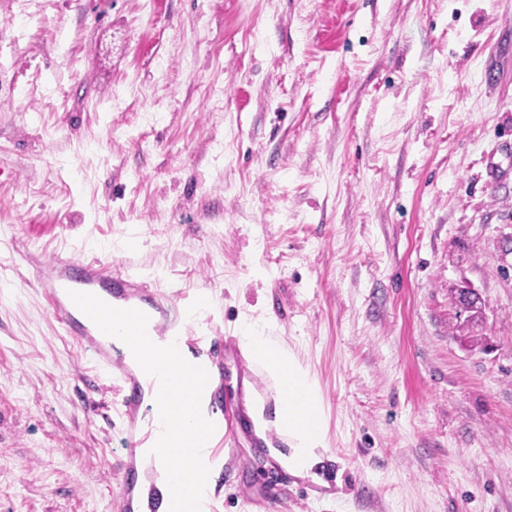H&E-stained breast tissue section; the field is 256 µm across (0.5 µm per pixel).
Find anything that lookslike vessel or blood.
<instances>
[{
	"label": "vessel or blood",
	"instance_id": "b4317fda",
	"mask_svg": "<svg viewBox=\"0 0 512 512\" xmlns=\"http://www.w3.org/2000/svg\"><path fill=\"white\" fill-rule=\"evenodd\" d=\"M36 279L66 331L99 366L118 369L120 416L127 425L130 446L117 463L121 493L114 509L132 512L130 486L139 448L151 446L169 454L170 416L192 412L199 391L218 390L224 380L223 353L234 347L235 339L201 329V299L177 303L142 276L109 268L84 255L39 262ZM87 294L100 297L97 312H83L82 300ZM115 318L123 321L131 336L151 325L172 350L192 358L194 368L177 382L171 380L163 363L152 359L141 372H133L125 364V352L101 336L100 323ZM210 413V419L193 433L198 452L189 467L196 479L191 512H221V493L211 475L231 467L225 449L237 439L242 420L238 406L216 398L210 402Z\"/></svg>",
	"mask_w": 512,
	"mask_h": 512
}]
</instances>
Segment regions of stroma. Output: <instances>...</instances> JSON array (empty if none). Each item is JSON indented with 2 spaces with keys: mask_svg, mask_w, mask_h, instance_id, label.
<instances>
[{
  "mask_svg": "<svg viewBox=\"0 0 512 512\" xmlns=\"http://www.w3.org/2000/svg\"><path fill=\"white\" fill-rule=\"evenodd\" d=\"M27 251L309 366L322 484L244 434L224 512H512V0H0V512H110L118 383Z\"/></svg>",
  "mask_w": 512,
  "mask_h": 512,
  "instance_id": "obj_1",
  "label": "stroma"
}]
</instances>
